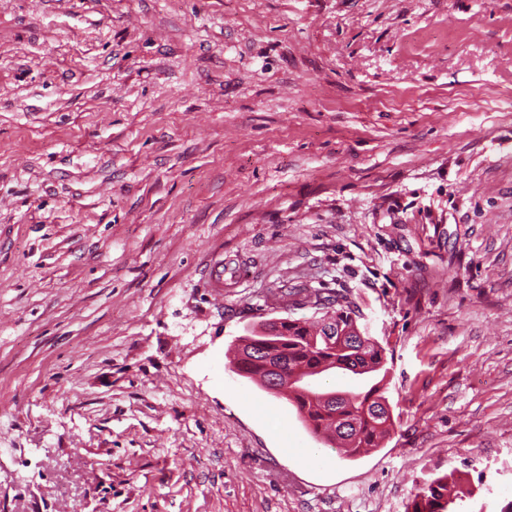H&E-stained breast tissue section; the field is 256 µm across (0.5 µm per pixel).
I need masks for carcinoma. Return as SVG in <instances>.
<instances>
[{"instance_id": "cac0c4a2", "label": "carcinoma", "mask_w": 512, "mask_h": 512, "mask_svg": "<svg viewBox=\"0 0 512 512\" xmlns=\"http://www.w3.org/2000/svg\"><path fill=\"white\" fill-rule=\"evenodd\" d=\"M301 304H311L323 311L315 320L286 318L275 333L252 330L242 337L240 363L231 369L242 377L259 375L262 388L283 394L296 407L304 422L334 430L344 454L359 455L366 448H376L389 433L391 416L379 376L387 372L383 347L358 326L351 302L338 296L299 288L288 292ZM276 363L283 375L271 382L268 365ZM339 370L357 378V391H324L310 380ZM448 476L435 478L421 488L411 504V512H455L457 496L450 490Z\"/></svg>"}]
</instances>
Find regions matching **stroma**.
<instances>
[{
    "mask_svg": "<svg viewBox=\"0 0 512 512\" xmlns=\"http://www.w3.org/2000/svg\"><path fill=\"white\" fill-rule=\"evenodd\" d=\"M224 263V288L208 283ZM347 295L353 459L230 372ZM512 502V0H0V512ZM452 482L449 484L448 474L435 478L421 488L415 495L410 512H456L454 504L457 494L451 493L450 487L456 484L451 473Z\"/></svg>",
    "mask_w": 512,
    "mask_h": 512,
    "instance_id": "1",
    "label": "stroma"
}]
</instances>
